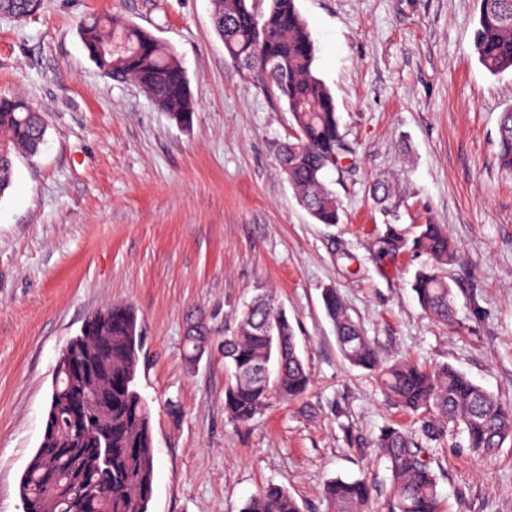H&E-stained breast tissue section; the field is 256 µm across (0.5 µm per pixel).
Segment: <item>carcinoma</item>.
I'll return each instance as SVG.
<instances>
[{
  "mask_svg": "<svg viewBox=\"0 0 512 512\" xmlns=\"http://www.w3.org/2000/svg\"><path fill=\"white\" fill-rule=\"evenodd\" d=\"M479 2L474 32L479 62L492 75L512 72V0ZM213 13L231 61L256 74L288 106L295 135L280 148L282 173L317 223H339L340 207L326 175L356 157L357 148L341 133L335 100L314 74L316 48L296 0H267L261 11L253 0H213ZM81 38L106 77L136 82L173 121L190 124L195 101L172 49L117 16L84 24ZM112 42L119 45L113 52ZM45 134L42 116L28 102L0 97V145L5 148L0 157V196L12 182L13 156L36 154ZM497 146L500 164L512 171V107L499 116ZM407 244L428 259L412 282L419 305L435 320L452 324V288L445 270L457 262L458 250L447 226L421 224L408 242L396 225L389 224L379 250L394 254ZM323 305L343 358L371 372L390 401L418 424L414 431L388 425L378 436L375 454L390 472L387 512H444L429 448L462 433L473 452L492 456L512 444V407L448 364L426 367L406 359L383 361L335 290L324 292ZM141 351L138 317L128 306L111 305L97 312L69 340L56 365L47 419L67 432V394L77 383L92 399L112 393V415L100 418V428L112 427V486L99 484V428L80 433L84 456L79 482L91 494L86 499L66 487L75 468L72 455L43 440L20 480L25 512H149L155 460L150 410L138 390ZM68 356L86 359L88 375L79 381L73 378L65 366ZM269 357L278 363L271 382L256 373ZM224 362L231 369L224 413L242 425L275 404L303 395L312 383L294 329L271 293L247 305L236 326L224 330ZM373 496L372 484L363 479H333L324 492L326 512H368ZM242 512L303 509L286 488L271 484L251 496Z\"/></svg>",
  "mask_w": 512,
  "mask_h": 512,
  "instance_id": "1",
  "label": "carcinoma"
}]
</instances>
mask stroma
Masks as SVG:
<instances>
[{
    "mask_svg": "<svg viewBox=\"0 0 512 512\" xmlns=\"http://www.w3.org/2000/svg\"><path fill=\"white\" fill-rule=\"evenodd\" d=\"M315 74L357 147L330 174L341 221L316 223L279 169L286 104L234 65L212 0H42L0 15V96L27 100L46 143L14 162L0 196V512H23L21 477L39 447L62 349L107 305L142 325L139 391L151 411L150 512H241L266 484L324 512L337 477L376 487L383 426H413L367 371L343 359L321 294L336 289L382 357L448 364L512 405V174L496 158L512 73L489 74L473 44L477 0H296ZM117 14L176 53L196 106L181 126L137 85L90 60L82 22ZM393 188L377 203L374 183ZM447 225L457 323L434 321L411 284L422 256L380 255ZM273 292L313 382L247 426L224 413L221 343L245 303ZM209 341L193 350L190 325ZM447 512H512V446L491 457L464 438L434 450Z\"/></svg>",
    "mask_w": 512,
    "mask_h": 512,
    "instance_id": "35a3bbf8",
    "label": "stroma"
}]
</instances>
